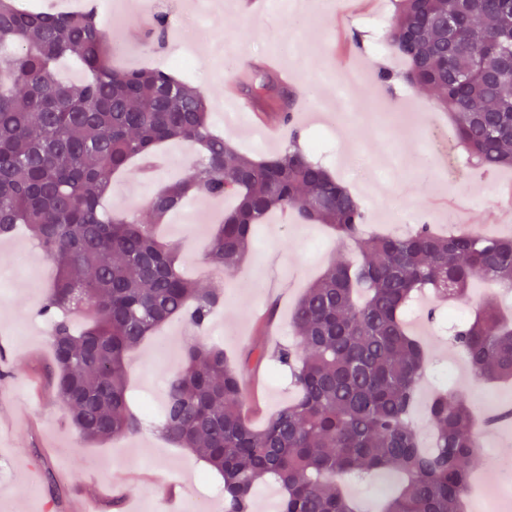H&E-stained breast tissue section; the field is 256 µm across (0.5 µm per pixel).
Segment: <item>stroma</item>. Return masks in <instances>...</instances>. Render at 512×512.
Here are the masks:
<instances>
[{"mask_svg": "<svg viewBox=\"0 0 512 512\" xmlns=\"http://www.w3.org/2000/svg\"><path fill=\"white\" fill-rule=\"evenodd\" d=\"M94 2L104 47L115 66L164 67L184 49H192L201 63L185 77L206 94L214 129L255 157L281 150L288 136H271L257 123L225 129L219 104L224 49L242 51L253 59L273 58L282 72L299 71L302 61H309L312 68L306 78L285 87L294 99L313 89L327 92L328 82L315 69L339 70L336 34L340 31L357 38L359 64L369 74L395 66L391 56H369L379 32L369 24L364 8L349 21L333 13L300 23L277 0H256L253 10L247 0H232L227 6L221 0H179L170 11L174 23L164 47L152 48L131 32L148 12L145 0ZM434 105L430 94L403 83L389 88L374 83L354 91L353 117L332 135H320L312 113L299 116L304 145H316V161L353 191L368 217L369 230L409 233V226L393 222L389 211L391 200L401 194L432 226L448 232L452 226L440 199L467 195L470 221L476 225L489 201L512 189L511 172H487L468 164L460 144L433 150L420 130L417 112ZM195 157L189 147L167 144L162 167L153 178H142L135 170L113 178L108 208L138 213L164 180L185 172ZM231 204L228 198L198 197L160 226V235L176 246L184 271L220 291L224 302L202 328L172 320L130 353L129 389L136 405L150 404L153 412L135 434L95 446L80 442L66 407L52 394L50 326L34 314L39 298L33 290L47 288L53 266L41 251L30 250L24 231L0 236V504L10 512H44L48 500L63 504L81 496L91 497L97 512H128L132 507L139 512H174L173 503L159 497L156 486L180 481L196 512H224L222 477L194 453L171 445L158 428L168 380L182 370L189 345L218 344L230 363L242 367L247 418L253 426H261L293 399L295 391L287 369L246 361L247 352L291 344L289 316L303 289L330 262H354L360 257L354 243H338L321 225L291 224L273 214L259 225L237 274L227 277L210 271L203 263V249L214 222ZM407 327L433 351V364L411 413L421 439L430 435L426 408L436 388L448 386L469 396L478 392L483 399L496 401L512 394V385L479 387L468 379L450 321L428 320L422 311L409 317ZM489 445L491 454H478L473 470L477 488L491 491L500 481L495 458L512 454V423L500 427ZM201 473L206 481H198ZM395 481L389 472L336 478L366 512H375Z\"/></svg>", "mask_w": 512, "mask_h": 512, "instance_id": "1", "label": "stroma"}]
</instances>
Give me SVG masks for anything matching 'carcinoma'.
I'll return each instance as SVG.
<instances>
[{"label": "carcinoma", "instance_id": "obj_1", "mask_svg": "<svg viewBox=\"0 0 512 512\" xmlns=\"http://www.w3.org/2000/svg\"><path fill=\"white\" fill-rule=\"evenodd\" d=\"M465 14L448 41L428 18ZM95 7L28 12L0 0V235L18 224L57 268L38 309L50 324L53 395L70 411L84 443L139 430L129 408L125 355L161 324L181 316L203 325L221 294L187 278L175 247L155 227L193 194L236 199L207 247L206 263L238 271L257 225L278 211L294 221L327 224L357 243L362 261L334 262L292 313L297 343L273 355L289 369L297 397L253 427L246 417L242 371L224 350L194 344L165 391L162 434L188 448L223 478L224 512H252L264 483L280 491L277 512H356L336 474H400L381 512H462L481 426L468 399L439 393L428 412L431 450L410 420L428 356L407 331L405 314L423 288L441 301L468 298L471 283L512 288V239L473 232L436 233L419 224L406 236L366 234V216L342 182L312 162L288 123V148L262 160L228 146L209 121L206 95L177 73L112 66ZM170 15L152 16L161 45ZM386 41L405 60L384 81H405L448 110L471 161L486 170L512 165V73L489 77L476 50L512 52V0H396ZM77 60L85 78L61 80L59 63ZM261 78L244 88L275 103ZM180 141L198 149L191 174L165 185L141 215L108 212L112 176L157 147ZM84 312L71 330L67 312ZM474 381L512 378V323L493 300L455 331Z\"/></svg>", "mask_w": 512, "mask_h": 512}]
</instances>
